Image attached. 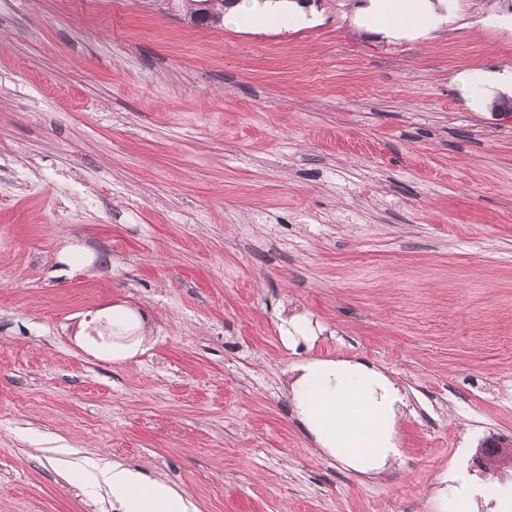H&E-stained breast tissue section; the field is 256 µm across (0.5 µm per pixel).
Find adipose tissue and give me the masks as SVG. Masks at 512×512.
<instances>
[{
    "instance_id": "obj_1",
    "label": "adipose tissue",
    "mask_w": 512,
    "mask_h": 512,
    "mask_svg": "<svg viewBox=\"0 0 512 512\" xmlns=\"http://www.w3.org/2000/svg\"><path fill=\"white\" fill-rule=\"evenodd\" d=\"M442 20L434 0H370L358 12L356 26L400 39L421 35ZM319 330L304 314L279 318V340L296 356L285 383L292 411L322 454L353 472L382 474L403 454L399 426L409 408L407 392L359 356L313 355ZM78 470L90 487L111 486L120 512H197L168 484L148 480L136 469L118 463L102 467L87 459ZM433 500L436 512H512V491L487 495L463 469L441 478Z\"/></svg>"
}]
</instances>
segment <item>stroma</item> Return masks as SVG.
Here are the masks:
<instances>
[{"label":"stroma","mask_w":512,"mask_h":512,"mask_svg":"<svg viewBox=\"0 0 512 512\" xmlns=\"http://www.w3.org/2000/svg\"><path fill=\"white\" fill-rule=\"evenodd\" d=\"M268 27L166 0H0V512H114L57 462L119 461L198 512H433L512 440V0L399 40L369 0ZM407 390L405 455L360 479L309 443L282 308ZM148 344L112 354V316ZM496 92L512 95V68L483 72L478 75L477 82L473 87L475 106L485 107L489 96Z\"/></svg>","instance_id":"1"}]
</instances>
